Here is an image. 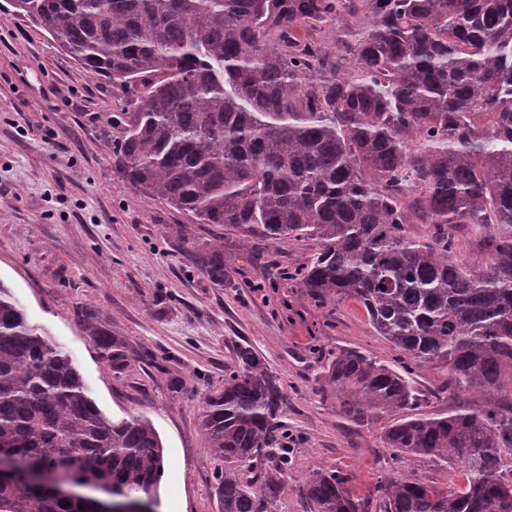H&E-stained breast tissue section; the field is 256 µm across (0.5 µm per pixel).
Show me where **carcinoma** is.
Listing matches in <instances>:
<instances>
[{"label": "carcinoma", "instance_id": "obj_1", "mask_svg": "<svg viewBox=\"0 0 512 512\" xmlns=\"http://www.w3.org/2000/svg\"><path fill=\"white\" fill-rule=\"evenodd\" d=\"M83 71L142 87L112 118V168L141 197L236 236L239 251L301 238L288 274L320 306L352 299L409 362L355 349L322 361L351 420L392 417L382 447L458 467L442 490L378 481L361 497L314 470L313 512H512V0H12ZM345 28L334 46L301 26ZM411 224H432L422 241ZM480 238L486 264L454 251ZM188 259L217 287L224 237ZM78 317L112 371L129 366L98 311ZM448 366L478 408L427 410L410 363ZM280 378L249 347L206 399L219 512H273L288 479ZM0 451L77 482L158 500L163 447L141 414L116 419L73 358L0 282ZM0 512H89L0 480Z\"/></svg>", "mask_w": 512, "mask_h": 512}]
</instances>
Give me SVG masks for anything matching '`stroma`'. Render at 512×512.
Returning a JSON list of instances; mask_svg holds the SVG:
<instances>
[{"mask_svg": "<svg viewBox=\"0 0 512 512\" xmlns=\"http://www.w3.org/2000/svg\"><path fill=\"white\" fill-rule=\"evenodd\" d=\"M133 97L79 70L0 0V282L73 356L103 411L152 420L164 447L157 512H217V462L200 420L243 346L285 386L288 488L275 512H310L304 484L318 468L344 474L362 494L383 475L459 487L456 468L382 447L389 415L359 425L341 414L321 377V354L357 349L390 363L398 352L375 335L360 303L321 307L294 288L288 272L313 254L312 242L287 239L242 254L226 238L231 283L216 287L184 251L219 227L188 222L113 173L110 119L130 111ZM82 306L121 334L133 356L122 375L84 332ZM413 379L431 412L457 405L444 365L415 367Z\"/></svg>", "mask_w": 512, "mask_h": 512, "instance_id": "stroma-1", "label": "stroma"}]
</instances>
